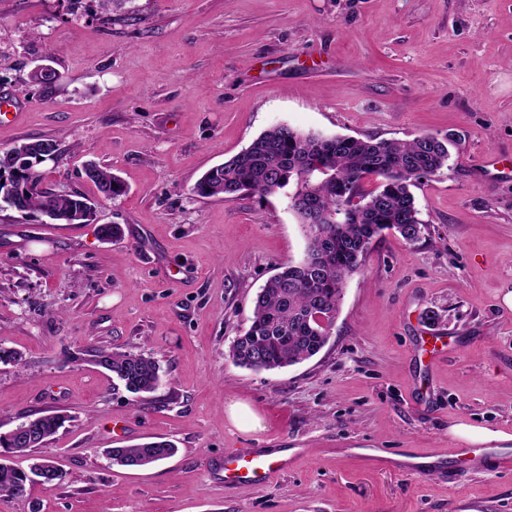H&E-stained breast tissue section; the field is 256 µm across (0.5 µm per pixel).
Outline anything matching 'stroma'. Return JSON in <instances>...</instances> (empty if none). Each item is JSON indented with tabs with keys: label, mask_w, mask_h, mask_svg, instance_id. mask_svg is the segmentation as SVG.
<instances>
[{
	"label": "stroma",
	"mask_w": 512,
	"mask_h": 512,
	"mask_svg": "<svg viewBox=\"0 0 512 512\" xmlns=\"http://www.w3.org/2000/svg\"><path fill=\"white\" fill-rule=\"evenodd\" d=\"M51 66L57 79L34 86ZM0 150L53 140L43 184L80 192L93 224L0 209V434L58 412V433L12 464L65 478L0 496V512H512V0H0ZM449 142L413 189L425 226L377 237L347 282L327 345L272 371L229 356L257 293L306 240L285 195L200 198L210 167L264 130ZM494 154L500 172L482 159ZM109 165L104 198L81 175ZM117 224L121 239H99ZM445 337L429 362L422 339ZM90 347L147 352L143 401L82 362ZM247 403L245 434L224 409ZM504 433L488 470H463L451 427ZM169 440L148 468L107 449ZM289 451L262 488L224 482L225 453ZM430 464L427 476L404 468ZM87 180L91 181L98 191L107 199H115L126 193L123 182L112 172V168L97 162H89L84 168ZM226 413L229 423L242 433H258L265 430L262 418L245 403H229Z\"/></svg>",
	"instance_id": "obj_1"
}]
</instances>
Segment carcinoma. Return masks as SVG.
Instances as JSON below:
<instances>
[{"label": "carcinoma", "instance_id": "1", "mask_svg": "<svg viewBox=\"0 0 512 512\" xmlns=\"http://www.w3.org/2000/svg\"><path fill=\"white\" fill-rule=\"evenodd\" d=\"M57 151L49 139L22 142L0 151V202L24 215L38 213L59 224H92L95 206L79 193L39 190L43 180L32 165L37 156ZM448 162V142L432 135L412 140H377L303 133L279 125L261 133L224 163L206 171L193 193L203 198L266 197L293 186L286 197L312 199V213L292 205L308 240L304 258L278 267L257 295L249 328L230 346L235 364L255 370L292 366L317 355L327 344L330 329L317 322L322 314L336 319L347 280L357 273L370 245L384 230L415 243L424 230L411 188L437 173ZM87 180L107 199L126 193L112 168L89 162ZM378 186L365 190L370 178ZM87 361L112 373L129 393L150 394L160 384L154 357L118 348H91ZM60 414H44L16 426L13 441H0L18 453L32 451L26 443L32 424L44 445L64 425ZM176 453L169 441H149L109 448L106 455L123 467H146ZM25 471L0 464V495L20 496Z\"/></svg>", "mask_w": 512, "mask_h": 512}]
</instances>
